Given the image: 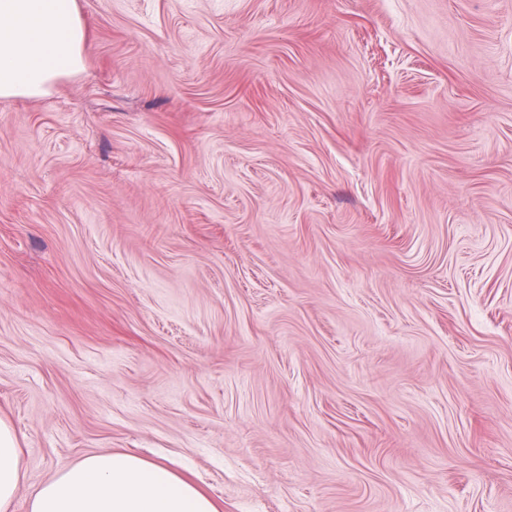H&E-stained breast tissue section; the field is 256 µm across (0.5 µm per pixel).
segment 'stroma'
<instances>
[{"label": "stroma", "mask_w": 512, "mask_h": 512, "mask_svg": "<svg viewBox=\"0 0 512 512\" xmlns=\"http://www.w3.org/2000/svg\"><path fill=\"white\" fill-rule=\"evenodd\" d=\"M0 100L26 477L175 460L222 512H512V0H78Z\"/></svg>", "instance_id": "35a3bbf8"}]
</instances>
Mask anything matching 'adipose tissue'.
<instances>
[{
	"label": "adipose tissue",
	"instance_id": "adipose-tissue-1",
	"mask_svg": "<svg viewBox=\"0 0 512 512\" xmlns=\"http://www.w3.org/2000/svg\"><path fill=\"white\" fill-rule=\"evenodd\" d=\"M86 24L77 0H0V99H37L85 68ZM25 478L19 438L0 417V512ZM30 512H220L162 460L97 452L65 463L34 494Z\"/></svg>",
	"mask_w": 512,
	"mask_h": 512
}]
</instances>
